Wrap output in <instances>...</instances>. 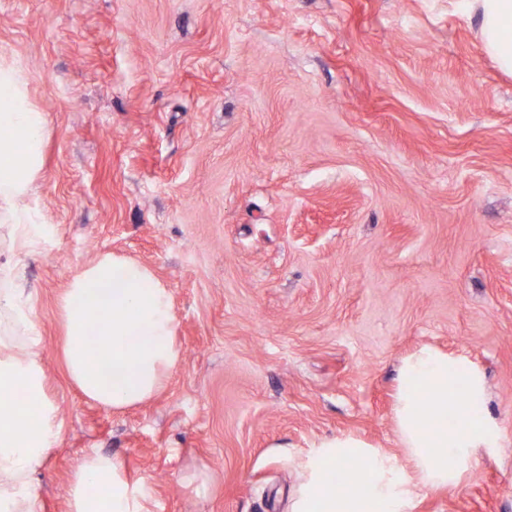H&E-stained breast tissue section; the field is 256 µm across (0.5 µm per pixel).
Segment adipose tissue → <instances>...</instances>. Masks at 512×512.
Wrapping results in <instances>:
<instances>
[{
	"instance_id": "adipose-tissue-1",
	"label": "adipose tissue",
	"mask_w": 512,
	"mask_h": 512,
	"mask_svg": "<svg viewBox=\"0 0 512 512\" xmlns=\"http://www.w3.org/2000/svg\"><path fill=\"white\" fill-rule=\"evenodd\" d=\"M481 47L512 76V0H469ZM45 112L32 102L19 63L0 53V223L13 257L0 262V315L25 340L0 335V512H43L31 479L60 441L63 423L47 393L39 342L36 294L18 274L17 255L30 252L44 227L33 202L44 165ZM63 361L69 380L91 402L130 407L157 395L179 360L170 288L148 267L105 254L81 269L60 299ZM99 341L89 344V330ZM118 365L122 385L112 383ZM486 397L485 381L466 361L424 348L405 359L395 395V425L413 464L348 435L323 440L298 463L289 512H411L419 490L446 485L450 448H488L498 437L488 416H472ZM360 467L337 485L329 473ZM68 512H150L144 484L129 482L120 461L100 454L71 471Z\"/></svg>"
}]
</instances>
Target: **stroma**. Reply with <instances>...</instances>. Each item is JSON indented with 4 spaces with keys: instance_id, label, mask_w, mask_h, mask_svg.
Masks as SVG:
<instances>
[{
    "instance_id": "1",
    "label": "stroma",
    "mask_w": 512,
    "mask_h": 512,
    "mask_svg": "<svg viewBox=\"0 0 512 512\" xmlns=\"http://www.w3.org/2000/svg\"><path fill=\"white\" fill-rule=\"evenodd\" d=\"M48 112L20 255L62 440L152 512H284L295 464L353 435L408 465L393 402L429 345L483 374L496 447L413 512H512V77L466 0H0V50ZM172 292L163 391L112 411L62 361L57 304L99 255Z\"/></svg>"
}]
</instances>
